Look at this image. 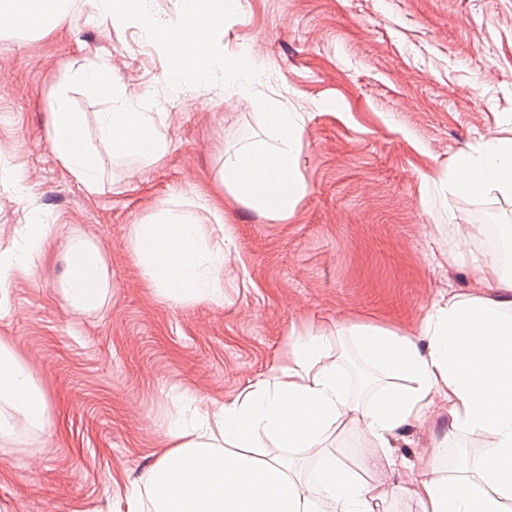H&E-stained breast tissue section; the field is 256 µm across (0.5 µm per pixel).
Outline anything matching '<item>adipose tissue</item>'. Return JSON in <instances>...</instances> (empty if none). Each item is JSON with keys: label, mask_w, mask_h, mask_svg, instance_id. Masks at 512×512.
Wrapping results in <instances>:
<instances>
[{"label": "adipose tissue", "mask_w": 512, "mask_h": 512, "mask_svg": "<svg viewBox=\"0 0 512 512\" xmlns=\"http://www.w3.org/2000/svg\"><path fill=\"white\" fill-rule=\"evenodd\" d=\"M70 0H0L8 31L55 28ZM110 102L88 124L70 97L72 87ZM48 143L63 167L88 191L104 188L103 154L156 162L168 145L163 115L145 94L115 72L110 60L66 67L50 95ZM463 195L512 194V132L487 136L461 151L446 174ZM56 231L28 224L19 252L0 254V290L14 271L33 270ZM129 248L150 293L178 306L224 303V271L237 258L233 225L197 223L192 203L171 195L132 224ZM479 286L496 296L454 295L431 302L419 335L376 325H353L341 337L373 374L368 400L354 399L329 337L290 332L282 358L220 408L198 410L191 422L173 417L167 447L158 449L142 487L126 497V512H386L406 497L416 512H512V276L474 264ZM61 296L79 312L99 310L112 275L99 242L83 237L62 260ZM448 431L410 467L407 484L387 482L397 465L393 448L404 428L425 422L437 405ZM44 436L57 431L49 398L35 369L0 341V440L18 428ZM352 429L362 440L353 462L328 447ZM481 441L470 464L448 461L456 434ZM314 458L301 476L287 454ZM372 480H364V473Z\"/></svg>", "instance_id": "ef3b65f1"}]
</instances>
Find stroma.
Instances as JSON below:
<instances>
[{"instance_id":"stroma-1","label":"stroma","mask_w":512,"mask_h":512,"mask_svg":"<svg viewBox=\"0 0 512 512\" xmlns=\"http://www.w3.org/2000/svg\"><path fill=\"white\" fill-rule=\"evenodd\" d=\"M240 2L222 44L260 53L258 93L301 117L308 191L285 220L225 197L240 260L224 272L220 307L152 297L129 230L173 191L219 192L225 151L262 122L254 100L220 85L174 95L164 58L135 28L81 6L50 31L0 34V251L22 249L32 217L59 226L36 269L0 291V340L37 371L58 421L53 437L22 431L0 446V512H123L178 406L223 405L281 357L292 328L416 332L432 299L474 294L472 262L494 261L482 229L456 258L449 224L483 214L512 226V197L462 196L441 179L459 150L512 124V0ZM95 57L146 92L168 141L156 163L106 160L100 193L68 173L47 138L66 66ZM84 236L112 273L109 302L91 314L59 293L61 260ZM447 429L436 407L403 432L396 456L415 461Z\"/></svg>"}]
</instances>
